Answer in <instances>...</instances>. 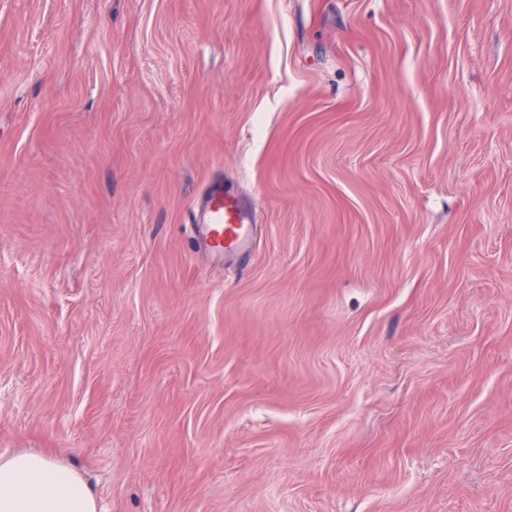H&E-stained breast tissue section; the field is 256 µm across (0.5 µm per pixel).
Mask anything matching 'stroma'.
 <instances>
[{
	"label": "stroma",
	"instance_id": "stroma-1",
	"mask_svg": "<svg viewBox=\"0 0 512 512\" xmlns=\"http://www.w3.org/2000/svg\"><path fill=\"white\" fill-rule=\"evenodd\" d=\"M19 451L100 512H512V0H0ZM202 244L213 258L224 261V254L247 250L250 245V216L238 202L224 196L220 183L211 185L194 212Z\"/></svg>",
	"mask_w": 512,
	"mask_h": 512
}]
</instances>
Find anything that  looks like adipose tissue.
Listing matches in <instances>:
<instances>
[{"mask_svg": "<svg viewBox=\"0 0 512 512\" xmlns=\"http://www.w3.org/2000/svg\"><path fill=\"white\" fill-rule=\"evenodd\" d=\"M0 512H99L87 482L35 452L0 456Z\"/></svg>", "mask_w": 512, "mask_h": 512, "instance_id": "obj_1", "label": "adipose tissue"}]
</instances>
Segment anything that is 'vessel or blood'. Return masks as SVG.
Returning <instances> with one entry per match:
<instances>
[{"instance_id":"b4317fda","label":"vessel or blood","mask_w":512,"mask_h":512,"mask_svg":"<svg viewBox=\"0 0 512 512\" xmlns=\"http://www.w3.org/2000/svg\"><path fill=\"white\" fill-rule=\"evenodd\" d=\"M201 241L216 261L225 255L248 249L250 216L238 202L225 197L221 184H213L194 212Z\"/></svg>"}]
</instances>
